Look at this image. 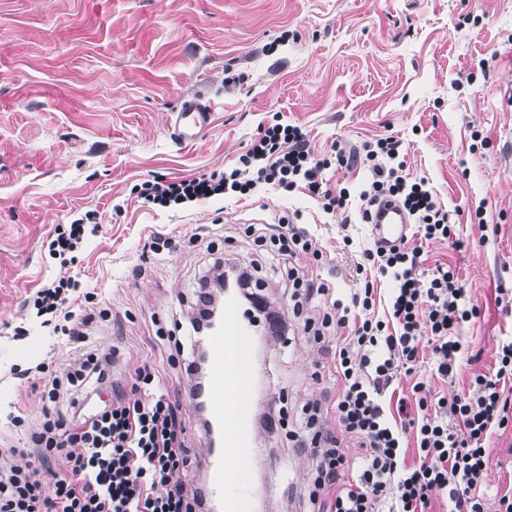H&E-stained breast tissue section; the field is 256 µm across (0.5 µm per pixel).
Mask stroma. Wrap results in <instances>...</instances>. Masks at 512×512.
<instances>
[{
    "label": "stroma",
    "instance_id": "stroma-1",
    "mask_svg": "<svg viewBox=\"0 0 512 512\" xmlns=\"http://www.w3.org/2000/svg\"><path fill=\"white\" fill-rule=\"evenodd\" d=\"M193 95L213 100L214 121L184 146L170 125ZM277 118L300 125L318 154L403 140L406 176L427 178L448 210L461 212L460 247L427 242L425 265L453 266L477 308L461 329L454 384L427 362L420 373L441 396L488 371L496 344L512 336V0H0V401L17 403L30 424L41 420L40 391L17 386L10 369L65 355L26 300L59 270L48 251L56 225L95 212L103 231L87 237L70 270L108 312L89 342L112 351L115 382L129 384L147 359L179 394L184 477L202 485L205 435L190 378L170 361L199 279L219 262L255 268L265 297L289 316V285L271 255L253 249L247 225L285 215L330 249L350 236L335 260L307 262L340 298L374 237L359 215L324 213L300 188L181 209L138 192L157 177L223 171ZM156 233L179 246L141 263ZM252 376L272 399L251 395V434L264 455L242 476L265 491L259 512H305L314 462L288 433L306 404L338 395L334 349L290 321ZM490 446L486 484L503 492L512 487V431Z\"/></svg>",
    "mask_w": 512,
    "mask_h": 512
}]
</instances>
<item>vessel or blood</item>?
<instances>
[{
	"label": "vessel or blood",
	"mask_w": 512,
	"mask_h": 512,
	"mask_svg": "<svg viewBox=\"0 0 512 512\" xmlns=\"http://www.w3.org/2000/svg\"><path fill=\"white\" fill-rule=\"evenodd\" d=\"M214 110L205 96L182 101L174 115L173 128L183 144L197 142L211 126ZM369 222L375 238L381 242L400 239L408 230L410 218L394 202L379 205ZM253 335L249 316L241 312L233 295L224 297V316L209 332L196 336V346L206 350L209 376L205 402L209 417V446L205 452L208 496L222 512H242L246 501L262 499L263 492L252 489L238 492L237 471L240 463L257 458L259 451L248 435V417L240 399H225V392L237 391L240 363L238 352Z\"/></svg>",
	"instance_id": "b4317fda"
}]
</instances>
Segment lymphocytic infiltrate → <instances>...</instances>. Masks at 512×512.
<instances>
[{
	"label": "lymphocytic infiltrate",
	"instance_id": "f902f5d3",
	"mask_svg": "<svg viewBox=\"0 0 512 512\" xmlns=\"http://www.w3.org/2000/svg\"><path fill=\"white\" fill-rule=\"evenodd\" d=\"M363 155L335 150L315 157L300 126L275 122L251 140L224 171L190 179L145 182L140 196L168 208L229 196L248 200L271 187L301 188L330 214L359 200L361 220L380 202H399L417 227L419 245L406 242L361 251L354 262L350 301L334 298L329 284L308 276L304 258L321 249L309 231L280 219L250 227L255 245L278 262L292 284L293 313L304 333H334V368L342 389L330 407L310 404L293 438L315 462L311 512H428L433 498L446 499L448 512H485V477L492 462L489 439L512 426V339L499 342L492 371L476 375L470 389L432 397L416 378L422 348H430L434 373L454 378L462 353L461 326L475 315L466 308L452 267L423 269L421 245L455 234L449 212L426 179L403 174L402 143L389 136L367 143ZM366 160L371 178L359 194L326 188L323 172ZM94 212L55 228L49 251L60 259L58 273L32 295L37 316L60 340L68 359L42 361L16 373L19 383L39 382L43 418L29 432V445L0 447V512H200L189 492L186 427L179 398L170 396L150 364L138 366L129 390L87 401L86 388L109 379L112 356L89 350L97 314L80 303L69 273L85 241ZM389 281L383 315H376L375 276ZM412 380L411 397L398 398L396 415L386 398L402 379ZM418 463L407 464L409 446ZM359 448L358 456L348 447ZM25 458V465L14 462Z\"/></svg>",
	"mask_w": 512,
	"mask_h": 512
}]
</instances>
